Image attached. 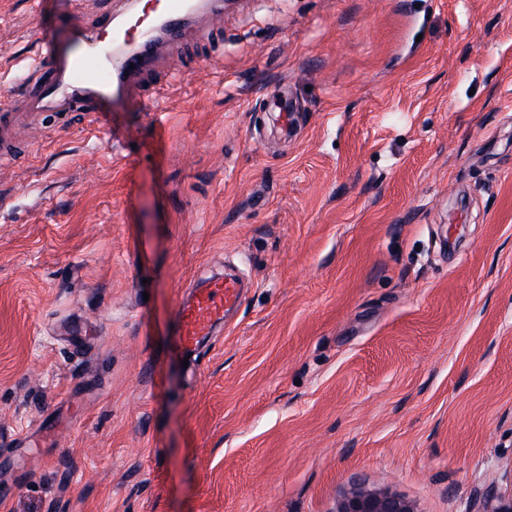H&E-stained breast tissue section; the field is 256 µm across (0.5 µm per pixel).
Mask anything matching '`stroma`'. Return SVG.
I'll return each instance as SVG.
<instances>
[{"label": "stroma", "mask_w": 512, "mask_h": 512, "mask_svg": "<svg viewBox=\"0 0 512 512\" xmlns=\"http://www.w3.org/2000/svg\"><path fill=\"white\" fill-rule=\"evenodd\" d=\"M78 8L110 4L0 0V90ZM163 78L0 166V512L511 491L512 0H226ZM229 264L250 291L180 360Z\"/></svg>", "instance_id": "1"}]
</instances>
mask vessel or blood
Segmentation results:
<instances>
[{
	"label": "vessel or blood",
	"instance_id": "obj_1",
	"mask_svg": "<svg viewBox=\"0 0 512 512\" xmlns=\"http://www.w3.org/2000/svg\"><path fill=\"white\" fill-rule=\"evenodd\" d=\"M224 16V0H156L141 14L138 0L104 18L75 12L67 29L41 42L20 90L0 92V165L18 162L21 133L47 115H97L115 100L144 102L158 96V69L165 49L189 28L211 35ZM241 280L217 277L196 289L175 311L177 347L189 352L240 306Z\"/></svg>",
	"mask_w": 512,
	"mask_h": 512
}]
</instances>
